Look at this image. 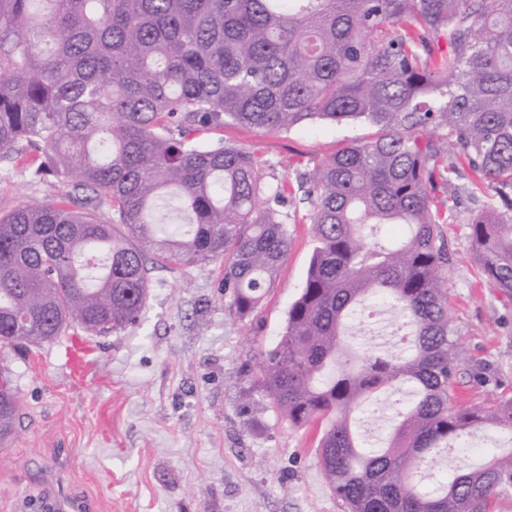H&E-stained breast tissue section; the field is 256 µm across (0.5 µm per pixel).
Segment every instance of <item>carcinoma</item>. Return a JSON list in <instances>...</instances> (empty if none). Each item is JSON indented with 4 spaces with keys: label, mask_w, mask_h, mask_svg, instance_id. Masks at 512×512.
I'll list each match as a JSON object with an SVG mask.
<instances>
[{
    "label": "carcinoma",
    "mask_w": 512,
    "mask_h": 512,
    "mask_svg": "<svg viewBox=\"0 0 512 512\" xmlns=\"http://www.w3.org/2000/svg\"><path fill=\"white\" fill-rule=\"evenodd\" d=\"M316 122L374 132L274 183L255 152L193 138ZM0 157L85 193L0 214L1 349L138 324L150 263L222 262L244 320L306 204L316 246L255 383L293 425L326 421L330 492L348 512H490L512 496L511 447L430 472L475 431L512 433V397L453 405L464 358L440 232L462 196L490 190L471 245L512 300V0H0ZM464 169L478 182L448 195ZM382 224L401 232L380 241ZM373 304L394 314V351L348 344ZM18 408L0 391V438Z\"/></svg>",
    "instance_id": "obj_1"
}]
</instances>
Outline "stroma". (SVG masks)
Masks as SVG:
<instances>
[{
    "mask_svg": "<svg viewBox=\"0 0 512 512\" xmlns=\"http://www.w3.org/2000/svg\"><path fill=\"white\" fill-rule=\"evenodd\" d=\"M366 134L331 124L286 133L227 127L198 140L245 146L267 176L286 178ZM66 191L0 161V208ZM471 208L454 207L441 231L453 255L448 315L464 355L454 399L472 408L512 396V301L490 288L472 251ZM290 231L276 284L250 318L226 309L220 264H171L152 270L139 325L85 340L83 381L70 378L57 344L0 352L21 402L0 451V512H22L57 472L61 490L87 499L92 512H347L320 472V427L288 424L250 383L285 329L315 246L309 225Z\"/></svg>",
    "mask_w": 512,
    "mask_h": 512,
    "instance_id": "35a3bbf8",
    "label": "stroma"
}]
</instances>
